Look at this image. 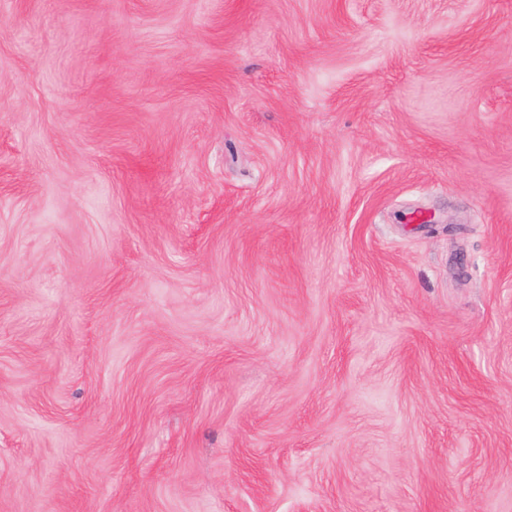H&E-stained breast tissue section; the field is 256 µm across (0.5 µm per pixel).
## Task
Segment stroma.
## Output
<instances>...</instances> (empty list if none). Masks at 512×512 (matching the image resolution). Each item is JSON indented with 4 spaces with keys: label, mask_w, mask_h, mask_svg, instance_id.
<instances>
[{
    "label": "stroma",
    "mask_w": 512,
    "mask_h": 512,
    "mask_svg": "<svg viewBox=\"0 0 512 512\" xmlns=\"http://www.w3.org/2000/svg\"><path fill=\"white\" fill-rule=\"evenodd\" d=\"M0 512H512V0H0Z\"/></svg>",
    "instance_id": "35a3bbf8"
}]
</instances>
